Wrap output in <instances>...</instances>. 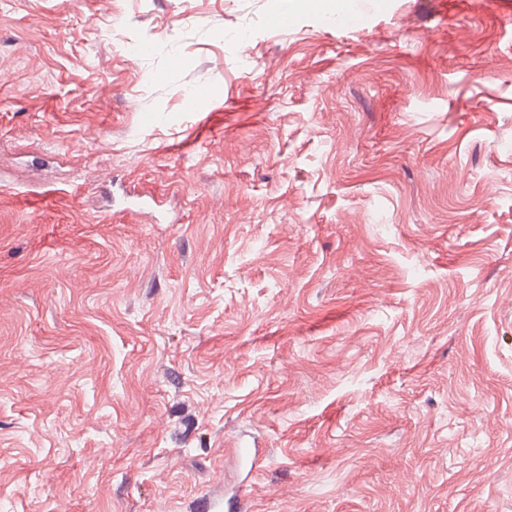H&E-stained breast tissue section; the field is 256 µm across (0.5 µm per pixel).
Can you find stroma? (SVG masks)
Listing matches in <instances>:
<instances>
[{
	"instance_id": "35a3bbf8",
	"label": "stroma",
	"mask_w": 512,
	"mask_h": 512,
	"mask_svg": "<svg viewBox=\"0 0 512 512\" xmlns=\"http://www.w3.org/2000/svg\"><path fill=\"white\" fill-rule=\"evenodd\" d=\"M346 10L0 0V512H512V9Z\"/></svg>"
}]
</instances>
